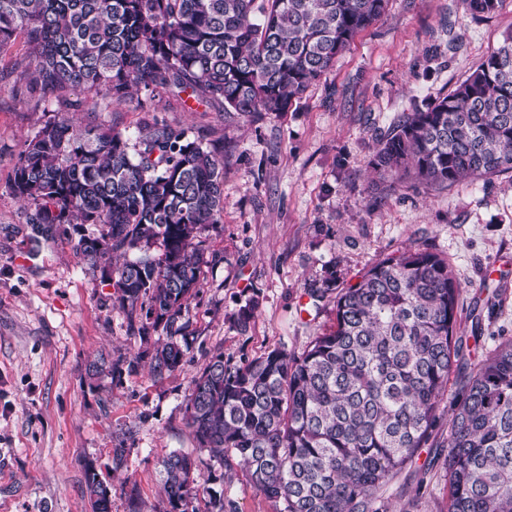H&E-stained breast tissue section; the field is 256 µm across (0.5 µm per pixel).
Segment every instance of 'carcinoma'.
I'll return each instance as SVG.
<instances>
[{"instance_id":"carcinoma-1","label":"carcinoma","mask_w":512,"mask_h":512,"mask_svg":"<svg viewBox=\"0 0 512 512\" xmlns=\"http://www.w3.org/2000/svg\"><path fill=\"white\" fill-rule=\"evenodd\" d=\"M388 0H0V53L26 47L23 76L48 114L9 181L27 223L73 242L113 305L159 333L156 378L191 350L202 234L219 224L224 149L151 116L135 142L65 116L68 91L115 100L183 93L226 113L286 112ZM505 0H467L485 18ZM381 181L450 188L512 173V33L463 80L405 113L369 160ZM98 232H86V225ZM462 288L424 245L390 254L336 287L335 324L299 355L275 348L230 366L213 353L191 380L184 419L220 466L244 465L277 512H377L378 493L429 441L450 376L448 512H512V337L474 362L457 335ZM256 304L241 306L247 331ZM122 367L90 363L87 374ZM203 460L163 462L162 512L192 507ZM90 512H111V484L85 465Z\"/></svg>"}]
</instances>
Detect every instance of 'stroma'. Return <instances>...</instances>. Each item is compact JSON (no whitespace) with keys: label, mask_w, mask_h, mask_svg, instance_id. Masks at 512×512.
Segmentation results:
<instances>
[{"label":"stroma","mask_w":512,"mask_h":512,"mask_svg":"<svg viewBox=\"0 0 512 512\" xmlns=\"http://www.w3.org/2000/svg\"><path fill=\"white\" fill-rule=\"evenodd\" d=\"M457 33V50L448 35ZM512 33V0L473 18L466 0H390L334 66L290 111L255 117L224 113L171 95L154 113L136 102L92 93L78 117L136 136L150 115L191 127L224 146V200L218 228L207 229L213 264L203 267L191 310L192 348L181 370L153 378L147 365L119 380L89 379V361L127 365L143 344L112 287L94 286L67 236L34 238L26 209L10 192L25 141L44 122L13 62L0 54V512H89L84 467L94 463L112 484V512H159L161 460L197 447L181 409L191 380L215 349L230 364L277 347L301 354L335 323L334 296L311 301L328 275L337 283L409 245L447 255L463 293L460 335L471 333L475 297L498 294L482 315L477 352L512 336V177L446 189L372 180L376 139L403 113L447 94ZM257 303L247 331L235 318ZM125 451L123 464L114 449ZM448 421L440 419L413 463L380 493L381 512H448ZM194 502L205 512L223 496L226 512H276L246 470L212 464Z\"/></svg>","instance_id":"stroma-1"}]
</instances>
